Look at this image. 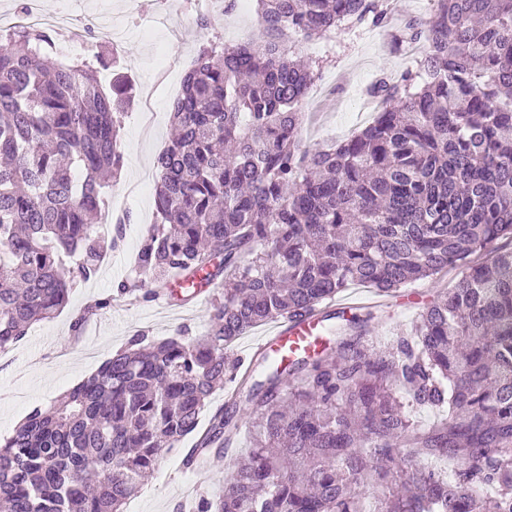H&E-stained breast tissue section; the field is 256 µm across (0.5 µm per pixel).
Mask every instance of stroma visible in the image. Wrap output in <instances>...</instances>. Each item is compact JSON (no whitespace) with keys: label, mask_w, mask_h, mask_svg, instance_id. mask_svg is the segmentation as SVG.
I'll list each match as a JSON object with an SVG mask.
<instances>
[{"label":"stroma","mask_w":512,"mask_h":512,"mask_svg":"<svg viewBox=\"0 0 512 512\" xmlns=\"http://www.w3.org/2000/svg\"><path fill=\"white\" fill-rule=\"evenodd\" d=\"M109 5L129 27L117 65L131 80L133 102L122 117L120 138L124 155L119 179L109 191L99 220L101 233L114 231L117 215H124L123 244L103 259L95 277L77 283L69 302L54 318L33 324L20 341L0 349V438L9 436L28 413L59 399L125 347L134 333L161 340L178 333L194 337L207 329L213 285L194 298L182 312L164 310L157 298L141 293L117 294L118 283L135 278L134 260L144 236L156 221L154 161L172 133L171 104L199 51L213 43L229 46L262 41L255 0L235 8L208 11L206 0H75L78 13L94 15ZM388 23L342 25L320 40L295 38L291 45L304 60L319 61L321 69L304 104L301 136L312 149L343 140L365 127L371 103L367 90L379 76H400L416 69L424 54L422 44L395 48L390 34L413 17H428L430 0H389ZM459 278L458 273L416 282L400 292L383 296L373 289L353 286L348 297L361 299L354 314L369 317V332L361 346L390 342L409 328L420 311ZM109 305L95 309L97 300ZM352 312L337 309L340 319ZM84 316L80 331H73L77 316ZM195 436L168 453L159 467L123 506V512H178L184 497L219 495L233 466L225 454L204 471L186 467L183 457Z\"/></svg>","instance_id":"obj_1"}]
</instances>
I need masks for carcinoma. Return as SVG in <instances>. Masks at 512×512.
<instances>
[{"label": "carcinoma", "instance_id": "1", "mask_svg": "<svg viewBox=\"0 0 512 512\" xmlns=\"http://www.w3.org/2000/svg\"><path fill=\"white\" fill-rule=\"evenodd\" d=\"M257 2L272 41L204 48L171 104L136 259L188 297L224 282L205 334H135L34 408L0 442V512H122L221 387L200 453L234 447L242 405L252 444L197 512H512V251L494 247L512 239V0H430L392 35L425 43L418 68L379 79L372 122L314 151L299 134L319 66L289 37L378 25L388 0ZM56 35L0 34V348L54 318L121 238L92 220L123 167L130 83L107 93L90 63L57 61ZM450 268L460 279L384 348L359 345L368 320L353 318L286 367L262 356L244 378L228 354L260 324L333 318L351 284L388 294ZM425 409L439 419L419 423Z\"/></svg>", "mask_w": 512, "mask_h": 512}]
</instances>
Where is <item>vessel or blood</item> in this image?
<instances>
[{
	"label": "vessel or blood",
	"mask_w": 512,
	"mask_h": 512,
	"mask_svg": "<svg viewBox=\"0 0 512 512\" xmlns=\"http://www.w3.org/2000/svg\"><path fill=\"white\" fill-rule=\"evenodd\" d=\"M327 340L322 316H314L297 322H284L266 333L256 349L289 362L301 356L317 353Z\"/></svg>",
	"instance_id": "obj_1"
}]
</instances>
